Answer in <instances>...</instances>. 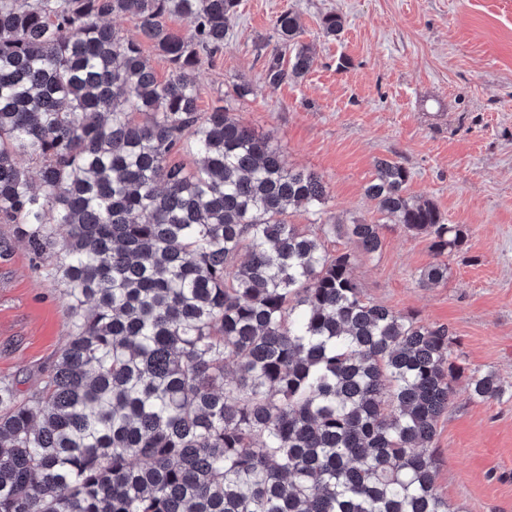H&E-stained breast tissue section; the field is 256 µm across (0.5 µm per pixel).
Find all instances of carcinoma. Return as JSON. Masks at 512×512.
Listing matches in <instances>:
<instances>
[{
	"instance_id": "1",
	"label": "carcinoma",
	"mask_w": 512,
	"mask_h": 512,
	"mask_svg": "<svg viewBox=\"0 0 512 512\" xmlns=\"http://www.w3.org/2000/svg\"><path fill=\"white\" fill-rule=\"evenodd\" d=\"M238 7L0 0V224L65 284L72 317L35 389L0 380V512H454L439 418L463 376L478 401L505 389L465 374L448 327L362 298L351 254L323 244L338 221L317 173L229 107L198 110L197 72ZM126 15L167 80L105 22ZM320 30L337 38L344 19ZM302 34L297 13L276 16L266 84L312 70ZM410 180L380 158L365 193L436 256L459 250L465 227ZM345 234L381 248L379 224ZM447 277L439 262L421 283Z\"/></svg>"
}]
</instances>
